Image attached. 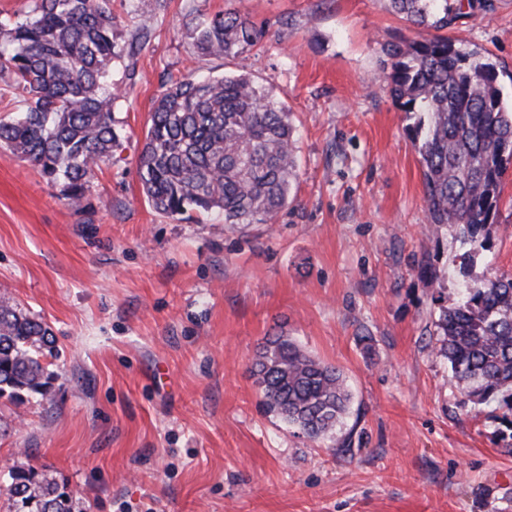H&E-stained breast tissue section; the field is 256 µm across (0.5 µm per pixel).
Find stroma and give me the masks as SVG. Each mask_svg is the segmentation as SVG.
Returning <instances> with one entry per match:
<instances>
[{"label": "stroma", "mask_w": 512, "mask_h": 512, "mask_svg": "<svg viewBox=\"0 0 512 512\" xmlns=\"http://www.w3.org/2000/svg\"><path fill=\"white\" fill-rule=\"evenodd\" d=\"M112 0V117L122 138L83 208L0 149V296L55 337L51 400L0 398V472L65 484L81 512H512V453L494 405L473 408L435 350L464 249L426 219L409 121L381 79L385 46L416 29L388 0ZM449 29L512 73V0ZM235 10L262 38L198 56L193 15ZM247 73L283 102L297 176L272 224L169 218L138 156L152 102L189 71ZM432 264L440 279L419 276ZM512 274V171L491 250L472 275ZM284 334L338 367L343 433L316 444L267 415L250 372Z\"/></svg>", "instance_id": "stroma-1"}]
</instances>
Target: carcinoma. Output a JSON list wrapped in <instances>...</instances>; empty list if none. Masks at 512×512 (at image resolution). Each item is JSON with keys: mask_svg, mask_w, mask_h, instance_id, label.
<instances>
[{"mask_svg": "<svg viewBox=\"0 0 512 512\" xmlns=\"http://www.w3.org/2000/svg\"><path fill=\"white\" fill-rule=\"evenodd\" d=\"M418 37L384 48L382 70L406 117L423 167L427 223L452 224L468 260L491 247L501 185L512 168V106L501 72L478 48L444 30L486 7V0H389ZM189 29L203 56L235 57L260 34L237 11L195 16ZM133 55L118 47L112 0H35L23 16L0 18V75L22 108L0 121V148L33 164L64 199L79 206L101 165L121 146L112 119L118 95L112 64ZM296 170L291 113L247 74L199 80L188 74L165 88L150 112L138 172L160 215L215 213L226 224H269L288 204ZM437 354L469 403L503 409L512 431V274L464 281L440 309ZM51 328L0 301V397L23 392L51 399L46 354ZM265 413L314 442L333 437L348 413L343 374L283 335L266 339L252 365ZM8 512H78L72 495L31 467L8 470Z\"/></svg>", "mask_w": 512, "mask_h": 512, "instance_id": "1", "label": "carcinoma"}]
</instances>
